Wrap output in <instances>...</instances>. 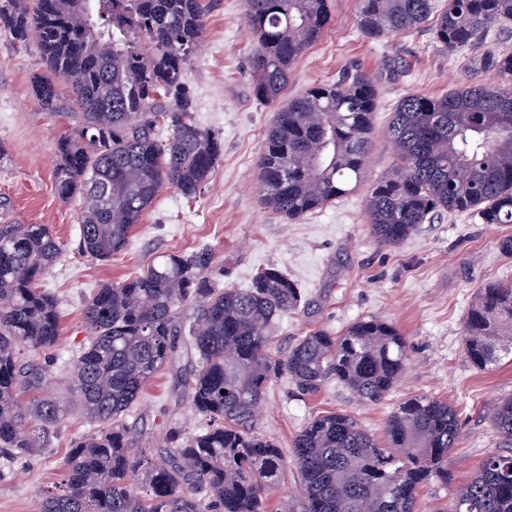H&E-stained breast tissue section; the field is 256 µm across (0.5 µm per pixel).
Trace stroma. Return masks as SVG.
I'll return each instance as SVG.
<instances>
[{
  "mask_svg": "<svg viewBox=\"0 0 512 512\" xmlns=\"http://www.w3.org/2000/svg\"><path fill=\"white\" fill-rule=\"evenodd\" d=\"M330 21L321 38L292 65L285 97L313 85L338 81L350 67L367 74L377 88L371 149L364 184L335 204L287 219L264 209L258 194V157L275 107L252 92L249 57L256 39L242 19V0H213L202 47L185 79L196 101L194 121L218 133L221 160L194 198L163 190L131 231L126 248L100 261L78 249L79 200L62 201L55 191L57 142L76 125L69 89L58 83L57 111L43 107L33 80L45 65L36 44L18 46L0 35V198L15 224H44L64 246L42 286L59 302L60 336L51 351L56 368H72L88 341L83 302L100 286L134 278L160 256L205 247L222 286L246 289L256 273L279 269L306 295L309 305L282 317L273 349L283 352L308 330L340 335L354 322L373 317L396 326L409 345V361L389 396L362 400L331 380L311 396L287 379L273 380L259 409V434L284 449L311 418L341 412L382 435L387 417L409 397L445 399L458 412L460 436L452 449L448 484L422 487L416 512H448L456 490L485 455L507 449L487 418L497 399L512 396V354L479 370L463 350V322L479 288L512 283V257L499 244L512 224H478L466 213H440L396 247L370 233L366 192L396 162L388 125L406 93L439 97L464 84H496V72L479 69L486 51L512 47V38L491 28L482 45L451 51L434 38L431 24L378 39L357 24L358 0H330ZM176 372L158 371L125 417L136 447L154 448L173 426L194 432L201 421L190 409L189 387H176ZM69 419L47 448L31 457L0 458V512H41L43 496L64 482L63 461L74 441L92 425L76 402Z\"/></svg>",
  "mask_w": 512,
  "mask_h": 512,
  "instance_id": "obj_1",
  "label": "stroma"
}]
</instances>
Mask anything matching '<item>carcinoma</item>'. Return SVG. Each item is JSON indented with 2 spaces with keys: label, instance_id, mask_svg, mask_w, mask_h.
Wrapping results in <instances>:
<instances>
[{
  "label": "carcinoma",
  "instance_id": "carcinoma-1",
  "mask_svg": "<svg viewBox=\"0 0 512 512\" xmlns=\"http://www.w3.org/2000/svg\"><path fill=\"white\" fill-rule=\"evenodd\" d=\"M209 0H0V33L37 41L46 71L34 81L42 105L58 108L65 82L77 125L58 143V196L83 201L82 253L121 252L159 194L186 198L211 175L224 145L197 125L184 79L203 39ZM437 13V42L472 45L512 21V0H360L368 38L413 31ZM257 46L255 96L278 106L258 160L265 208L288 218L335 202L361 182L371 143L376 89L352 73L283 100L294 62L321 37L329 0H243ZM496 85L461 86L440 97L406 94L392 113L395 168L366 197L367 221L396 247L434 215L469 212L481 224H512V49L477 59ZM63 254L43 224H0V456L35 455L67 420L65 402L39 392L57 378L26 352L50 350L60 335L53 295L40 287ZM211 252L165 256L146 272L105 285L85 302L88 344L69 374V394L95 429L74 442L66 479L42 512H265L267 489L296 468L297 512H416L419 490L448 484L459 435L456 409L411 397L388 416L378 439L352 416L310 419L290 451L256 432L268 384L286 377L302 394L330 379L378 402L409 361L405 336L370 317L334 336L313 330L282 355L272 330L304 304L301 289L266 268L247 289L221 287ZM464 351L485 369L512 352V285L480 288L464 319ZM191 372V404L204 427L176 426L152 452L133 448L122 417L167 365ZM30 391L28 401L20 397ZM494 432L512 442V396L489 410ZM451 512H512V448L489 453L453 498Z\"/></svg>",
  "mask_w": 512,
  "mask_h": 512
}]
</instances>
